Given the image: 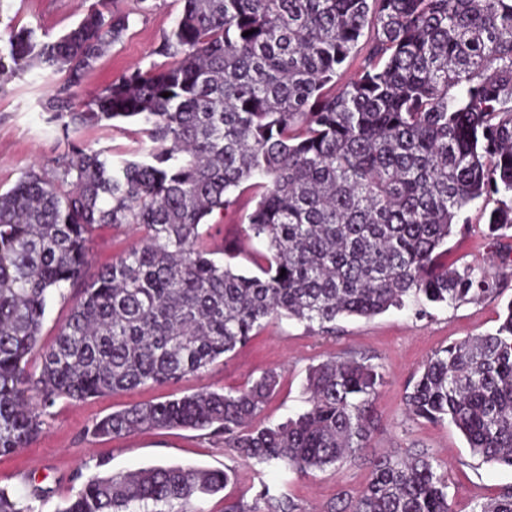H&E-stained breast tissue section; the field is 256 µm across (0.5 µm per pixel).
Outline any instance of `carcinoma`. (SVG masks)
Segmentation results:
<instances>
[{
  "instance_id": "carcinoma-1",
  "label": "carcinoma",
  "mask_w": 512,
  "mask_h": 512,
  "mask_svg": "<svg viewBox=\"0 0 512 512\" xmlns=\"http://www.w3.org/2000/svg\"><path fill=\"white\" fill-rule=\"evenodd\" d=\"M128 28V15L93 9L53 42L31 28L0 37L1 76L64 74L43 104L63 136L131 120L148 140L118 161L74 142L51 171L29 168L0 193V456L42 433L33 391L46 408L174 385L271 320L329 333L344 315L423 316L496 294L488 269L445 265L439 249L468 230L471 206L494 199L488 235L512 252L499 235L512 228V0H183L154 50L163 64L76 104ZM246 192L255 204L244 235L264 245L250 274L203 245L206 218ZM127 224L138 241L83 280L92 231ZM79 282L39 372L27 371L48 297ZM499 320L429 357L404 404L512 468V300ZM382 383L377 365L328 357L308 369L307 407L282 422L256 423L279 384L270 370L245 388L131 405L91 431L210 429L255 465L307 476L367 448ZM231 479L180 465L97 475L59 512H200L193 501ZM447 489L427 454L397 452L327 512H454ZM41 495L1 488L0 512H34ZM224 512L303 509L264 485ZM472 512H512V489Z\"/></svg>"
}]
</instances>
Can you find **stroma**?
<instances>
[{
	"instance_id": "obj_1",
	"label": "stroma",
	"mask_w": 512,
	"mask_h": 512,
	"mask_svg": "<svg viewBox=\"0 0 512 512\" xmlns=\"http://www.w3.org/2000/svg\"><path fill=\"white\" fill-rule=\"evenodd\" d=\"M97 0H0V22L15 28L35 29L41 39L56 40L76 25ZM108 8L128 12L130 29L122 42L112 46L96 69L85 78L81 95L90 98L125 71L148 69L160 63L153 50L182 11V0H161L150 13L139 10L137 0H107ZM61 81L60 76L43 79L36 74L16 77L0 89V192L11 188L28 168L51 169L78 142L120 158L142 147L139 123L119 125L105 122L82 129L66 140L46 123L40 99ZM253 208L249 196H242L236 212L213 215L212 234L205 242L212 248H226L236 254L235 265L250 269L246 251L253 243L241 232V224ZM469 233L449 238L448 264L486 265L494 255L487 234V220L477 209L468 212ZM133 241L127 227L97 228L88 243L86 278L111 263ZM501 290L477 303L432 306L426 316L417 317L395 308L370 317H344L333 333L310 332L294 320H276L251 340L224 355L204 371L182 379L175 387L142 386L130 392L103 394L80 403L58 399L43 416L42 434L34 443L15 454L0 456V488L26 491L31 486L48 489L40 512L57 508L96 475L126 472L157 465L231 469L234 478L224 490L203 496L201 512H224L227 499L252 501L261 485L290 494L305 512H321L341 490L359 493L370 479L369 459L392 450L412 449L427 453L448 475V501L454 512H471L475 503L497 497L512 488V469L473 457L462 436L448 422L430 423L408 416L404 404L407 384L422 363L450 342L493 330L503 305L512 300V266L496 265ZM81 286L65 288L50 301L39 350L28 359L29 370H38L39 352L52 346L58 329ZM366 358L380 365L385 383L375 404L376 428L363 457L346 461L339 469L300 476L281 469L257 470L224 446L223 436L208 430L161 429L137 432L124 438L96 437L92 423L132 404L156 401L171 393L190 394L199 390L237 389L262 373L274 370L280 384L260 416L262 422H280L302 411L304 384L310 365L327 356Z\"/></svg>"
}]
</instances>
